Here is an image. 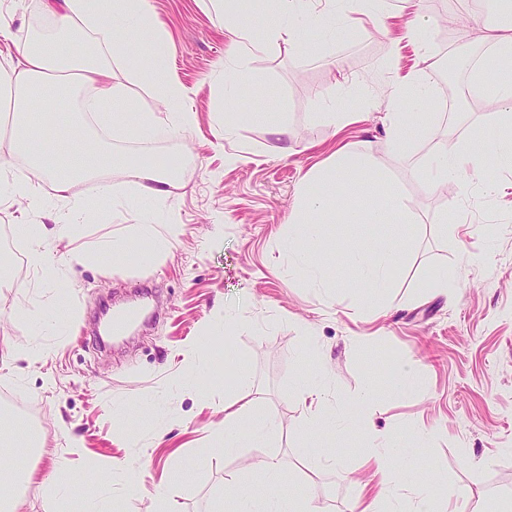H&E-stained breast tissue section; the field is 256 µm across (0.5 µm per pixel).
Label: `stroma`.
I'll return each mask as SVG.
<instances>
[{"label": "stroma", "mask_w": 512, "mask_h": 512, "mask_svg": "<svg viewBox=\"0 0 512 512\" xmlns=\"http://www.w3.org/2000/svg\"><path fill=\"white\" fill-rule=\"evenodd\" d=\"M153 8L168 34L169 73L185 88L197 122L179 138L130 139L112 151L134 164L155 163L160 153L179 158L171 197L152 210L165 250L151 265L133 255L113 265L101 245L132 238L150 208L96 203L73 241L50 244L59 260L75 248L89 255L69 266L65 287H41L31 271L17 287L0 288V386L16 387L41 425L19 512H79V501L64 508L52 494L53 462L64 461L69 476L92 487L112 462L140 455L148 458L143 487L129 494L113 486L115 512H159L160 489L181 512H236L225 482L261 489L272 460L282 469V496H305L314 512H350L370 477L363 434L308 435L296 405L300 382L321 370L339 411L350 409L364 383L376 389L374 427L390 438L394 465L414 464L411 486L398 493L401 505L421 491L454 488L479 492L485 512H512V192L487 194L478 177H451L432 189L414 169L486 120L468 80L473 61L491 56L481 43L485 17L455 19L453 0H387L384 22L343 28L326 56L273 49L250 73L241 104L273 113L285 133L249 123L220 145L212 76L226 63L224 25L208 0H153ZM0 11L13 17L10 53L19 57L43 13L40 0H0ZM414 12L445 35L439 53L455 62L457 76L451 85L438 69L429 71L427 109L438 135L416 139L402 160L387 129L402 80L416 69L406 29ZM329 110L352 120L332 131L316 118ZM348 142L366 149L368 177L389 178L418 221L327 225L336 250L325 274L340 282L327 289L289 276L283 240L300 177ZM233 152L242 158L230 166L224 156ZM379 236L404 239L406 247L393 282L376 293L346 273L345 261L351 247ZM483 252L484 263H467V254ZM445 273L455 275V286L437 287ZM141 287L160 292V323L134 329L121 349L101 355L95 318L113 295ZM35 301L59 330L36 335L17 317V308ZM219 309L234 318L233 332L213 326ZM312 343L320 362L307 358ZM35 345L43 349L36 362L26 356ZM395 359L418 365L421 392L394 387L388 364ZM243 371L253 383L248 392L237 388ZM228 400L248 405L253 418L274 420L276 433L229 454L216 451ZM422 426L430 431L424 444ZM70 439L83 444L82 454L68 453ZM327 453L344 471L328 467Z\"/></svg>", "instance_id": "35a3bbf8"}]
</instances>
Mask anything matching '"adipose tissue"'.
<instances>
[{
	"label": "adipose tissue",
	"instance_id": "1",
	"mask_svg": "<svg viewBox=\"0 0 512 512\" xmlns=\"http://www.w3.org/2000/svg\"><path fill=\"white\" fill-rule=\"evenodd\" d=\"M247 3L248 0H212L214 9L225 17L228 56L236 73L242 76L250 72L268 49L284 45L292 52L307 51L308 46L301 38L302 26L320 31L322 41L326 42L335 38L339 21L351 13L379 18L385 10V0H326L325 9L319 12L312 10V0H260L257 15L262 27L256 30L245 20ZM44 10L58 29L90 34L99 55L98 60L88 59L83 42L71 37L64 41L43 39L36 48L25 50L21 57L10 61L7 74L0 78V87L10 95V140L25 147L33 172L32 178L19 179L12 175L8 166L1 164L0 198L24 203L32 214L46 211L52 208V199L43 194L40 182L50 179L55 183V197L64 201L63 207L52 208L56 211L53 225L28 224L24 227L30 263L38 280L42 286L53 288L64 283L66 271L48 258L43 250L45 243L75 236L91 215L83 198L73 194V182L91 176L97 180L101 200L113 199L114 194L111 182L104 175L112 166L111 150L87 135L84 122L61 121L52 108H38L42 91L51 85L52 74L75 72L71 88L84 91V112L99 122L111 124L112 137L117 141L131 133L145 142L162 135L176 136L195 125L196 114L185 108L183 88L168 77L167 37L155 21L151 0H44ZM140 40L149 45L145 55L146 71L141 79L159 95L165 109L161 112L138 111L129 118L114 110L116 104L130 101L128 86L116 79L114 67L125 49ZM490 84L494 85L495 93L490 101L492 110L486 125L469 139L457 142L441 153L437 162L424 159L418 163L419 174L425 176L431 187H438L457 174H480L484 168L482 149L486 146L493 148L497 166L512 169V84L493 80L483 68L471 71L473 91H482ZM405 86V93L416 109L394 113L388 129L392 150L402 159L409 157L415 137H429L434 133L430 113L421 109L422 103L431 98V87L424 71H417ZM49 128L55 132L56 149L52 152L43 141V133ZM72 145L92 153L93 162L67 163L63 155ZM367 165V153L348 143L339 149L331 163L303 176L294 218L301 230L289 234L284 240L289 273L301 278L323 276L318 255L327 248L325 226L332 221L414 223L413 214L392 189L366 208L332 209L330 199L334 194H362V187L355 184L352 175ZM122 171L135 196L157 204L169 197L173 184L171 170L126 165ZM403 251L401 240L381 238L369 247L352 250L351 267L369 287L384 288L399 267ZM298 404L306 428L333 430L341 427L327 385L304 386L299 391ZM355 404L361 422L369 426L375 407L372 395L361 393ZM274 429L271 422H252L247 407L228 406L224 409V429L218 434L219 447L230 452L240 447L243 438L260 439ZM367 436L370 440L367 462L381 474L383 481L378 493L363 496L356 507L358 512H378L380 502H392L396 491L405 488L412 475L407 467L391 472L386 470L390 442L384 433L369 426ZM116 483L128 492H138L141 488L139 468L126 461L116 463L102 474L95 492L90 494L82 493L75 481L60 473L53 480V490L61 501L79 499L81 512H112V486Z\"/></svg>",
	"mask_w": 512,
	"mask_h": 512
}]
</instances>
